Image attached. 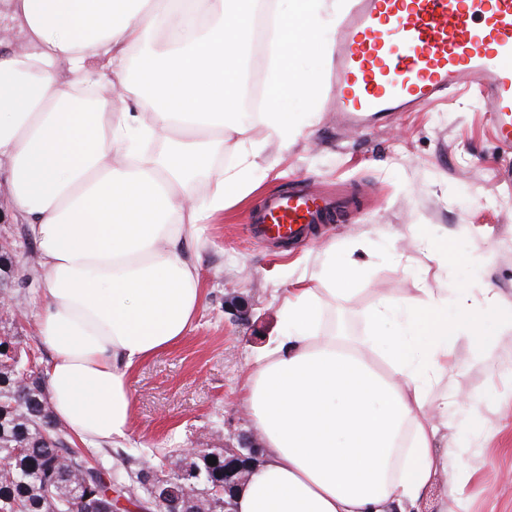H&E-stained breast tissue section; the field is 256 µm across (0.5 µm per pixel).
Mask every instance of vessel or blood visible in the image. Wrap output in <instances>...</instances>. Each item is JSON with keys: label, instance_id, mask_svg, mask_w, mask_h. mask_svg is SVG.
<instances>
[{"label": "vessel or blood", "instance_id": "1", "mask_svg": "<svg viewBox=\"0 0 512 512\" xmlns=\"http://www.w3.org/2000/svg\"><path fill=\"white\" fill-rule=\"evenodd\" d=\"M476 81L498 142L512 148V0H355L333 54L343 122L361 128ZM334 198L311 188L267 195L251 234L297 241L324 223Z\"/></svg>", "mask_w": 512, "mask_h": 512}]
</instances>
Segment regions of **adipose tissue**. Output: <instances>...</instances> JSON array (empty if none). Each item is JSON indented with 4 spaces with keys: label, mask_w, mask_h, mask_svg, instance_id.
<instances>
[{
    "label": "adipose tissue",
    "mask_w": 512,
    "mask_h": 512,
    "mask_svg": "<svg viewBox=\"0 0 512 512\" xmlns=\"http://www.w3.org/2000/svg\"><path fill=\"white\" fill-rule=\"evenodd\" d=\"M290 40L328 53L342 0H293ZM256 0H0V160L7 207L37 247V329L57 419L82 442L125 438L131 369L188 335L201 302L187 256L208 216L249 192L260 157L248 138L288 148L297 126L240 107L242 38ZM146 105L116 112L112 93ZM167 142L160 155L142 141ZM238 162L221 166L225 144ZM355 260H327L281 303L284 339L258 357L243 390L263 461L233 512H419L430 489L467 512L466 450L441 435L473 397L437 393L461 339L494 344L512 309L474 289L382 299L351 343L320 325L349 292Z\"/></svg>",
    "instance_id": "ef3b65f1"
}]
</instances>
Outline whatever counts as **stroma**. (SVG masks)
Returning a JSON list of instances; mask_svg holds the SVG:
<instances>
[{
	"label": "stroma",
	"instance_id": "1",
	"mask_svg": "<svg viewBox=\"0 0 512 512\" xmlns=\"http://www.w3.org/2000/svg\"><path fill=\"white\" fill-rule=\"evenodd\" d=\"M297 65L299 88L282 95L268 90L264 103L302 114L303 131L284 152L265 141L261 123L249 129L260 151L253 189L204 224L202 247L191 253L203 282L202 306L188 336L129 373L131 427L111 450L136 455L148 448L237 445L250 429L242 403L247 372L282 331L279 301L326 248L363 265L354 290L336 297L337 317L357 335L365 331L364 311L378 299H415L425 288H487L512 302V185L498 175L512 153L499 146L470 79L430 107L354 129L337 121L317 57L300 53ZM306 177L317 191L351 200L347 221L320 225L288 250L252 239L247 226L263 197L294 190ZM413 224L488 260L442 267L420 247ZM0 244L12 261L7 283L27 310L22 319H0V336L17 337L48 364L50 351L37 333L41 270L31 258L36 244L28 220L1 213ZM233 295L248 299L249 320L225 313ZM454 359L463 372L449 374L448 385L471 394L478 409L474 418L461 413L453 428L478 466L465 488L471 512H512V338L501 341L494 362L465 340Z\"/></svg>",
	"mask_w": 512,
	"mask_h": 512
}]
</instances>
